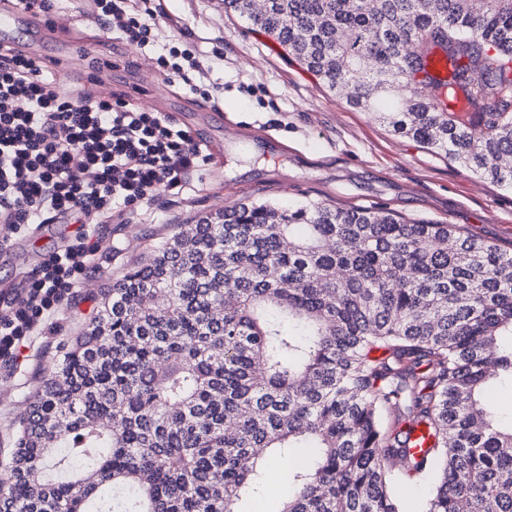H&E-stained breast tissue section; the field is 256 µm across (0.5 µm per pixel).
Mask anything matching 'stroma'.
<instances>
[{"mask_svg": "<svg viewBox=\"0 0 512 512\" xmlns=\"http://www.w3.org/2000/svg\"><path fill=\"white\" fill-rule=\"evenodd\" d=\"M162 36L199 47L197 62L224 87L223 127L210 105L181 83L168 85L164 112L204 140L220 138L224 155L196 178L186 201H163L153 223L130 215L112 224L110 250L78 290L57 329L17 350L13 369L0 371V467L14 448L29 400L63 348L94 315L104 292L143 257L150 243L247 202H323L333 207L388 210L408 219L452 224L512 253V188L479 177L426 145L394 135L377 114L350 107L275 39L225 10L224 0H160ZM52 29L24 39L29 52L57 60V73L81 85L91 100L162 75L134 46L105 33L90 0H56ZM263 92L248 94V84ZM70 224L43 225L32 238L0 249V284L19 283L69 240Z\"/></svg>", "mask_w": 512, "mask_h": 512, "instance_id": "1", "label": "stroma"}]
</instances>
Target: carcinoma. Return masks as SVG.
<instances>
[{"mask_svg": "<svg viewBox=\"0 0 512 512\" xmlns=\"http://www.w3.org/2000/svg\"><path fill=\"white\" fill-rule=\"evenodd\" d=\"M224 6L351 107L512 187V0ZM433 49L452 80L426 76ZM503 379L512 253L386 211L241 203L113 283L30 398L0 512H240L277 459L281 512H408L417 482L416 512H512ZM404 420L434 442L401 466Z\"/></svg>", "mask_w": 512, "mask_h": 512, "instance_id": "carcinoma-1", "label": "carcinoma"}]
</instances>
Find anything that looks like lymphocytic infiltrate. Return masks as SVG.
<instances>
[{
    "mask_svg": "<svg viewBox=\"0 0 512 512\" xmlns=\"http://www.w3.org/2000/svg\"><path fill=\"white\" fill-rule=\"evenodd\" d=\"M118 39L151 56L166 79L211 102L219 87L188 41L161 43L155 0H94ZM213 162L206 142L130 94L83 99L47 63L0 44V247L44 224L79 225L77 237L25 277L0 307V365L20 340L43 335L108 250L102 227L127 213L153 216L161 193L185 196Z\"/></svg>",
    "mask_w": 512,
    "mask_h": 512,
    "instance_id": "1",
    "label": "lymphocytic infiltrate"
}]
</instances>
